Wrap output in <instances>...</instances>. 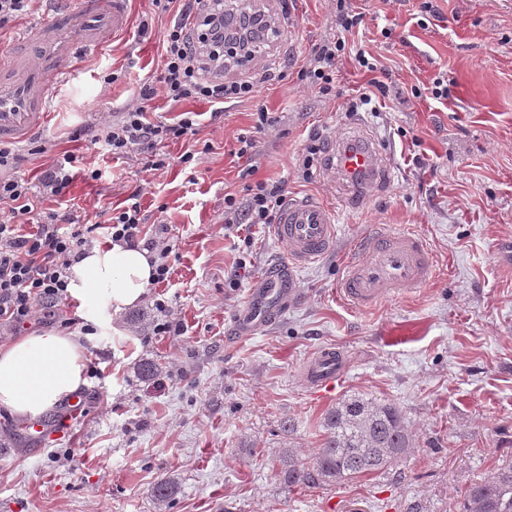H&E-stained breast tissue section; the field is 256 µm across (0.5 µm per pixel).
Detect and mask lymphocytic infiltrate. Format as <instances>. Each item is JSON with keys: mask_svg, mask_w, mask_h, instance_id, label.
Listing matches in <instances>:
<instances>
[{"mask_svg": "<svg viewBox=\"0 0 512 512\" xmlns=\"http://www.w3.org/2000/svg\"><path fill=\"white\" fill-rule=\"evenodd\" d=\"M165 11L174 13L173 25L162 39L160 88H146L131 100L120 115L104 114L101 130L93 135L103 154L124 157L139 152L150 156L152 170L166 166L160 150L174 140H189L199 132L198 115L179 113L175 121L151 116L150 102L163 95L170 103L187 100L221 103L252 95L253 81L227 82L214 74L224 65L225 50L253 60L249 41L224 45V10L209 0H163ZM360 21L346 0H336V25L340 38L315 47L313 57L300 71L302 88L331 91L336 80V60L344 51L345 32ZM22 154L0 148V325L22 330L53 315L59 302L68 298V273L72 262L89 246L97 230L73 211L36 210L47 199L64 197L75 173L77 158L63 151L53 157L38 179L21 173ZM284 201V187L277 181L255 184L246 203L232 195L224 197V221L228 224H271ZM37 217L34 231H23L28 217ZM111 244L144 246L156 252L155 283L170 276L167 262L173 246L161 235L148 234L140 202H132L112 215L104 233Z\"/></svg>", "mask_w": 512, "mask_h": 512, "instance_id": "1", "label": "lymphocytic infiltrate"}]
</instances>
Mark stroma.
<instances>
[{
  "instance_id": "obj_1",
  "label": "stroma",
  "mask_w": 512,
  "mask_h": 512,
  "mask_svg": "<svg viewBox=\"0 0 512 512\" xmlns=\"http://www.w3.org/2000/svg\"><path fill=\"white\" fill-rule=\"evenodd\" d=\"M362 22L350 39L385 69L384 91L354 54L339 58L329 94L297 92V73L314 45L333 39L330 0H288L292 36L276 53L255 50L273 78L252 98L224 103H167L159 116L201 115L194 142L169 144L159 171L147 158L103 155L91 142L100 113H119L141 89L158 84L161 42L171 13L155 0H133L129 36L83 62L63 82L49 121L17 142L38 176L53 153L68 150L79 169L68 196L91 223L103 224L133 191L148 230L167 227L174 245L167 283L153 285L117 330L86 344L97 360L79 392L82 412L62 433L33 440L25 424L0 413V512H460L466 487L512 461V268L498 258L512 243V0H349ZM152 26L141 34V21ZM448 99L434 98L435 77ZM370 104L349 111L361 93ZM279 121L253 130L257 106ZM377 139L393 180L366 206H342L334 179L302 178L312 134L324 143L352 127ZM254 136L256 153L237 157V135ZM191 162L180 163L184 152ZM259 180L281 181L285 197L332 206L338 240L326 257L294 274L298 296L248 340L232 339L252 280L287 261L272 225H226L224 196L247 199ZM413 227L430 245L436 278L428 286L365 311L336 297L346 250L365 232ZM163 300L183 335H158ZM336 347L346 368L334 392L312 395L302 377L311 354ZM155 362L157 377L141 364ZM365 395L402 409L414 447L388 469L334 486L288 485L280 457L311 461L323 417L340 399ZM294 433L282 430L284 421ZM179 490L165 510L157 481Z\"/></svg>"
}]
</instances>
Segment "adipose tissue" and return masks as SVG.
<instances>
[{
	"label": "adipose tissue",
	"mask_w": 512,
	"mask_h": 512,
	"mask_svg": "<svg viewBox=\"0 0 512 512\" xmlns=\"http://www.w3.org/2000/svg\"><path fill=\"white\" fill-rule=\"evenodd\" d=\"M155 265L148 250L93 247L70 268L67 292L86 326L112 327L114 317L141 303ZM83 337L40 330L0 345V411L36 420L86 383Z\"/></svg>",
	"instance_id": "1"
}]
</instances>
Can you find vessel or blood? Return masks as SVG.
<instances>
[{
	"instance_id": "1",
	"label": "vessel or blood",
	"mask_w": 512,
	"mask_h": 512,
	"mask_svg": "<svg viewBox=\"0 0 512 512\" xmlns=\"http://www.w3.org/2000/svg\"><path fill=\"white\" fill-rule=\"evenodd\" d=\"M131 24L129 0H76L73 8L24 26L8 48L0 51V142L21 140L29 129L47 122L59 89L57 79L72 74L76 49L99 54L113 40L127 35ZM324 165L354 206L365 204L369 190L391 178L377 144L359 134L340 142ZM338 231L336 212L327 204L304 197L289 199L274 233L288 243L290 261L252 282L248 299L236 315V336L253 337L262 325L284 312L294 299V268L329 253ZM434 276L429 245L422 235L376 229L351 247L337 293L349 306L368 310L413 293ZM343 371L339 350L324 347L307 360L303 376L308 388L320 394Z\"/></svg>"
}]
</instances>
